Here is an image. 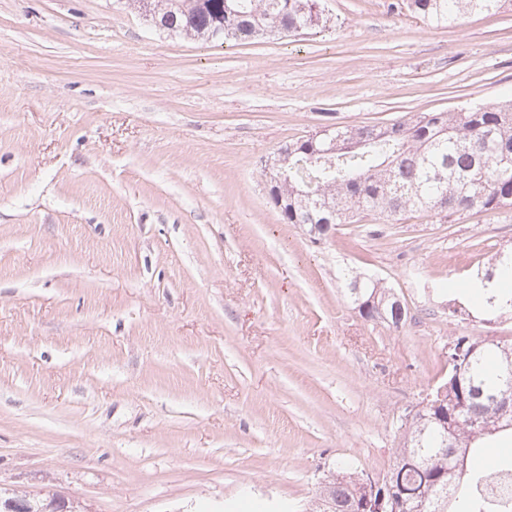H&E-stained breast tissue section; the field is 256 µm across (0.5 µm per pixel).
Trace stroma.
Wrapping results in <instances>:
<instances>
[{
  "mask_svg": "<svg viewBox=\"0 0 512 512\" xmlns=\"http://www.w3.org/2000/svg\"><path fill=\"white\" fill-rule=\"evenodd\" d=\"M321 7L326 27L222 43L132 0H0V492L311 512L337 462L389 469L454 337L512 345L468 297L512 206L315 240L263 172L327 125L512 97V0L448 28L402 0ZM349 275L405 322L364 320ZM347 292L355 309L367 321L386 320L398 327L407 316L405 307L395 293L381 289L376 279L355 277L350 280ZM371 299H373L372 304ZM364 305L367 306L365 311H363Z\"/></svg>",
  "mask_w": 512,
  "mask_h": 512,
  "instance_id": "stroma-1",
  "label": "stroma"
}]
</instances>
